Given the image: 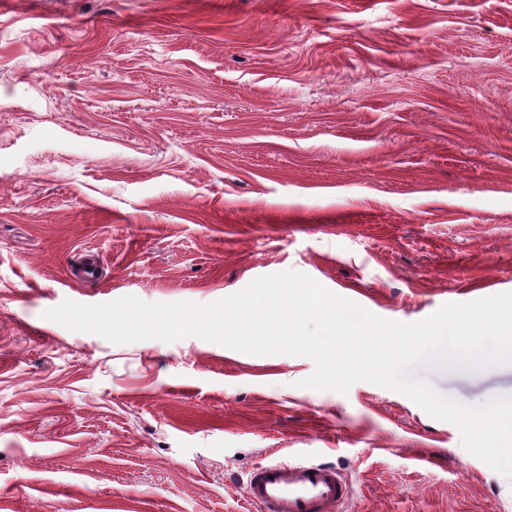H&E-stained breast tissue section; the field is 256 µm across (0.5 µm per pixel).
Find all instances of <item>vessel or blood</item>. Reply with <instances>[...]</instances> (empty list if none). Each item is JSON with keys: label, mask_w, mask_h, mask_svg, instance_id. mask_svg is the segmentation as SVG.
Wrapping results in <instances>:
<instances>
[{"label": "vessel or blood", "mask_w": 512, "mask_h": 512, "mask_svg": "<svg viewBox=\"0 0 512 512\" xmlns=\"http://www.w3.org/2000/svg\"><path fill=\"white\" fill-rule=\"evenodd\" d=\"M244 493L256 512H337L351 484L332 466L279 461L255 465Z\"/></svg>", "instance_id": "vessel-or-blood-1"}]
</instances>
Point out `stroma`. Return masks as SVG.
<instances>
[{"label": "stroma", "mask_w": 512, "mask_h": 512, "mask_svg": "<svg viewBox=\"0 0 512 512\" xmlns=\"http://www.w3.org/2000/svg\"><path fill=\"white\" fill-rule=\"evenodd\" d=\"M289 270L407 323L512 292V0H0V512H253L287 458L347 512H512L402 394L43 317ZM419 373L512 396V364Z\"/></svg>", "instance_id": "1"}]
</instances>
